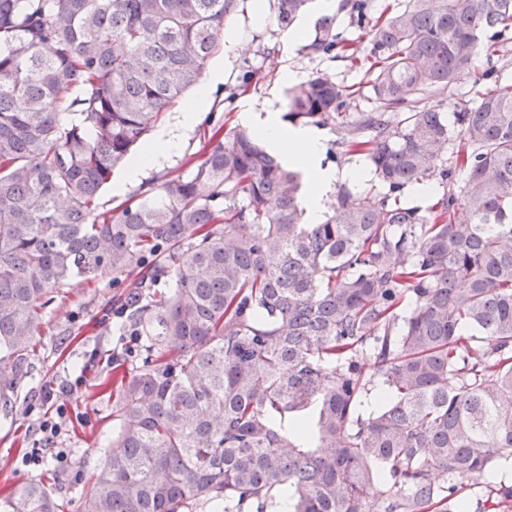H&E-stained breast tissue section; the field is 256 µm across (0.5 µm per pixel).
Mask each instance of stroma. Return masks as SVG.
Instances as JSON below:
<instances>
[{
  "label": "stroma",
  "mask_w": 512,
  "mask_h": 512,
  "mask_svg": "<svg viewBox=\"0 0 512 512\" xmlns=\"http://www.w3.org/2000/svg\"><path fill=\"white\" fill-rule=\"evenodd\" d=\"M253 9L254 0H238L228 22L242 45L240 56L228 65L219 53L208 64L212 70L223 68L224 80L211 88L206 118L183 131L179 151L149 164L139 184L122 185L125 170L116 168L100 194L101 211L120 209L143 190L158 191L164 175L189 174L193 162L206 152L214 129L241 124L242 112L263 116L272 110L284 115L289 89L282 79L285 69L298 70L307 78L316 73L329 76L349 93L350 116L375 108L367 67L289 46L287 33L275 18L257 25ZM490 68L512 78V45L493 60H479L476 72ZM248 71L255 78L246 87L242 76ZM476 72L460 75L441 106L444 114H452L455 103L473 97ZM124 294L106 275L57 288L42 309L25 374L14 387L7 410H0V494L41 483L59 500L62 512H85L90 478L119 425L112 414V380L140 356L127 316L117 303ZM47 422L59 426L61 433L52 445L62 449L67 459L60 463L51 457L41 465L30 464L27 454L41 442Z\"/></svg>",
  "instance_id": "1"
}]
</instances>
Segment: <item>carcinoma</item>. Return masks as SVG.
<instances>
[{
  "instance_id": "cac0c4a2",
  "label": "carcinoma",
  "mask_w": 512,
  "mask_h": 512,
  "mask_svg": "<svg viewBox=\"0 0 512 512\" xmlns=\"http://www.w3.org/2000/svg\"><path fill=\"white\" fill-rule=\"evenodd\" d=\"M237 0H0V405L38 301L112 275L141 363L86 512H512V79L422 104L512 42V0H342L363 55L320 16L304 49L369 63L379 108L346 121L317 73L290 123L338 142L382 189L342 187L303 223L302 176L246 127H218L188 176L101 218L112 170L196 88ZM310 0H272L293 29ZM450 152V159L443 153ZM437 177L427 212L401 203ZM172 293L144 303L162 277ZM410 310L402 309L406 298ZM0 512H60L42 484ZM474 81L475 75L472 71L463 72L456 81L451 93L448 94V98L445 99L440 107L449 123L453 122L452 112L454 110L455 103L472 98L475 90L479 87V85L475 84Z\"/></svg>"
}]
</instances>
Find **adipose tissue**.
Masks as SVG:
<instances>
[{
	"mask_svg": "<svg viewBox=\"0 0 512 512\" xmlns=\"http://www.w3.org/2000/svg\"><path fill=\"white\" fill-rule=\"evenodd\" d=\"M252 124L259 138L276 150L287 165L302 173L306 215L312 223H319L324 203L338 179L336 172L322 166L325 151L322 136L311 129L285 126L271 114L253 118Z\"/></svg>",
	"mask_w": 512,
	"mask_h": 512,
	"instance_id": "adipose-tissue-1",
	"label": "adipose tissue"
}]
</instances>
